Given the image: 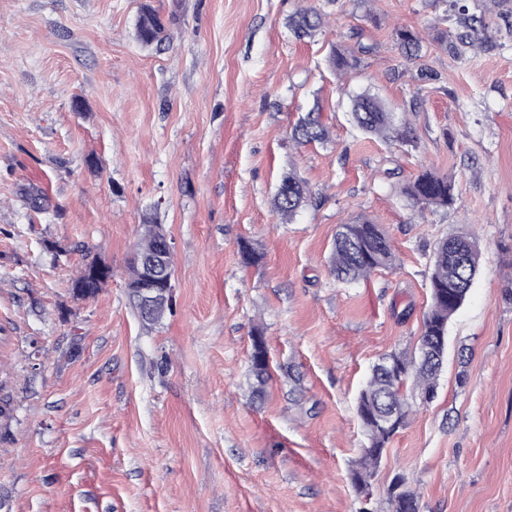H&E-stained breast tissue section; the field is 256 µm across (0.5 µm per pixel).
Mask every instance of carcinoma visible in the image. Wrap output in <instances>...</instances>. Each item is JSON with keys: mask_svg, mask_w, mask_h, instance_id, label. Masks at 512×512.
I'll return each instance as SVG.
<instances>
[{"mask_svg": "<svg viewBox=\"0 0 512 512\" xmlns=\"http://www.w3.org/2000/svg\"><path fill=\"white\" fill-rule=\"evenodd\" d=\"M458 24L455 40L450 42L440 36L441 44L460 57L473 49L484 31L483 19L468 14L462 0H452ZM324 24V15L313 8H305L293 15L289 29L299 38L312 37ZM136 37L144 46L160 44L167 39L166 28L158 12L149 4L142 5L136 23ZM351 48H332L329 63L343 72L356 70L361 55L373 50L362 41V34L353 35ZM393 40L399 54L407 61L421 57V38L411 30L401 27L394 30ZM351 116L363 133L375 136L386 143L403 145L415 143L407 113H398L386 101L366 88L348 93ZM294 139L311 143L324 141L328 132L313 112L299 119L293 129ZM402 194L412 207L421 211L447 208L456 201L454 181L432 169H424L402 188ZM311 196L307 182L297 173L285 174L273 199V208L279 219L287 223L307 204ZM156 221L150 217L140 225V242L129 262L126 288L132 306H137L136 291L142 279L140 259L159 252L160 235L155 232ZM396 255L391 240L382 225L364 218L340 224L333 242L330 270L340 282L350 283L364 279L376 268L395 264ZM480 247L472 233L446 238L437 244L429 277L431 304L424 318L423 332L416 351L409 355L392 352L376 364L361 389L357 413L364 428L366 443L361 449L358 467L353 474L356 485L363 487L367 478L378 466L385 446L412 410L406 389L419 394L421 403L431 402L436 395L437 378L444 364L448 320L465 301L479 271ZM112 278V267L98 258L84 259L75 279L72 294L76 299L95 297ZM251 368L259 384H264L268 374L266 353L261 342H256L251 358ZM389 512H418L416 494L405 488V480L397 477L392 482Z\"/></svg>", "mask_w": 512, "mask_h": 512, "instance_id": "cac0c4a2", "label": "carcinoma"}]
</instances>
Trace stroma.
Returning a JSON list of instances; mask_svg holds the SVG:
<instances>
[{"instance_id": "1", "label": "stroma", "mask_w": 512, "mask_h": 512, "mask_svg": "<svg viewBox=\"0 0 512 512\" xmlns=\"http://www.w3.org/2000/svg\"><path fill=\"white\" fill-rule=\"evenodd\" d=\"M145 3L170 20L161 45L135 38ZM466 3L488 28L460 60L435 41L456 32L447 0H0V512H389L398 476L419 512H512V0ZM311 6L329 23L297 39L288 18ZM398 26L422 36L419 60L398 55ZM354 29L373 50L342 77L328 57ZM368 86L410 110L415 145L351 124L346 94ZM316 105L330 139L297 144ZM425 166L458 199L420 215L401 190ZM291 170L315 201L283 224ZM147 216L174 263L150 328L126 288ZM361 218L397 265L341 284L333 240ZM461 229L480 272L437 394L358 489L357 396L414 350L433 252ZM88 253L112 278L77 300Z\"/></svg>"}]
</instances>
